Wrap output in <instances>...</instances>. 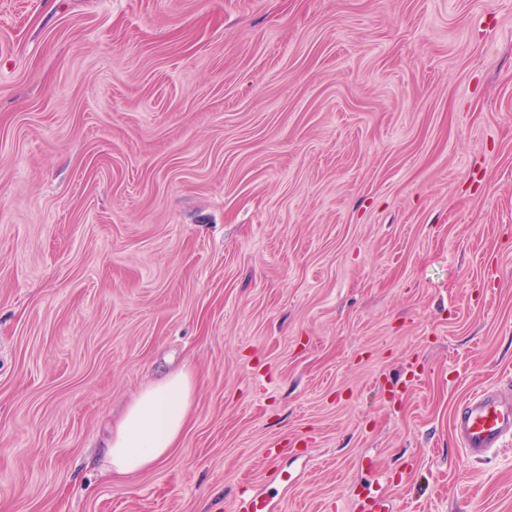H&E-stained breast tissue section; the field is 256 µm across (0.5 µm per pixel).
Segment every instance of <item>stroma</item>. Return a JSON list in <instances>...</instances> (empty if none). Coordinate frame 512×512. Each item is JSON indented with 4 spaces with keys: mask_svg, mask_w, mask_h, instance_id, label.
Segmentation results:
<instances>
[{
    "mask_svg": "<svg viewBox=\"0 0 512 512\" xmlns=\"http://www.w3.org/2000/svg\"><path fill=\"white\" fill-rule=\"evenodd\" d=\"M510 379L512 0H0V512H512L451 426ZM194 387L190 376L178 373L139 393L105 443L104 457L112 474L134 475L171 455L187 423ZM354 511L358 512H393L392 501L382 490L380 482L375 486L369 483L364 488V494L358 495Z\"/></svg>",
    "mask_w": 512,
    "mask_h": 512,
    "instance_id": "1",
    "label": "stroma"
}]
</instances>
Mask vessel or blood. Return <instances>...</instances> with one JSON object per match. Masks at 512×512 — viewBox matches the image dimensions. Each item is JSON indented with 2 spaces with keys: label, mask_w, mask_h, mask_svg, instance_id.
Returning a JSON list of instances; mask_svg holds the SVG:
<instances>
[{
  "label": "vessel or blood",
  "mask_w": 512,
  "mask_h": 512,
  "mask_svg": "<svg viewBox=\"0 0 512 512\" xmlns=\"http://www.w3.org/2000/svg\"><path fill=\"white\" fill-rule=\"evenodd\" d=\"M452 430L466 456L482 458L503 449L512 439V384L480 390L468 397L452 416ZM356 512H393L392 501L377 485L365 487Z\"/></svg>",
  "instance_id": "b4317fda"
}]
</instances>
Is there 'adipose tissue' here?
Returning a JSON list of instances; mask_svg holds the SVG:
<instances>
[{
	"label": "adipose tissue",
	"instance_id": "obj_1",
	"mask_svg": "<svg viewBox=\"0 0 512 512\" xmlns=\"http://www.w3.org/2000/svg\"><path fill=\"white\" fill-rule=\"evenodd\" d=\"M194 387L190 376L178 373L139 393L105 443L104 457L112 474L134 475L171 455L187 423Z\"/></svg>",
	"mask_w": 512,
	"mask_h": 512
}]
</instances>
